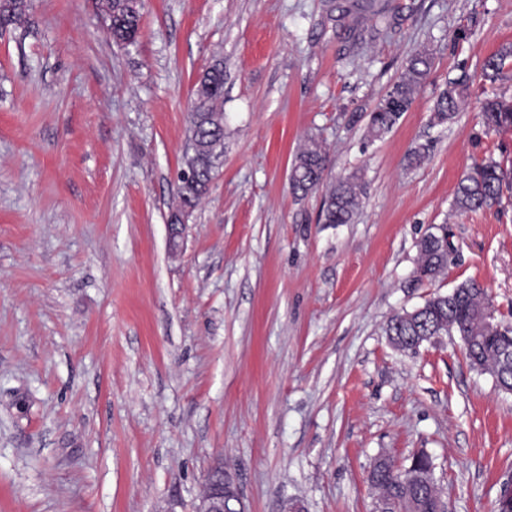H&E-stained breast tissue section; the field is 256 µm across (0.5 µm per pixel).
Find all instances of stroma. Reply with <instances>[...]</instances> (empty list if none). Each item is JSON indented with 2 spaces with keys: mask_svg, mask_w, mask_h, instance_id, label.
Returning <instances> with one entry per match:
<instances>
[{
  "mask_svg": "<svg viewBox=\"0 0 512 512\" xmlns=\"http://www.w3.org/2000/svg\"><path fill=\"white\" fill-rule=\"evenodd\" d=\"M329 0H143L135 44L101 0H31L0 28V512H195L223 465L248 512H373L381 455L424 451L448 512H493L512 475V393L458 335L404 353L386 323L475 279L512 321V197L452 206L474 164L512 161V0H390L374 38ZM435 66L398 125L365 138L410 56ZM224 69V157L178 254L167 220L196 83ZM466 105H434L461 71ZM316 137L324 188L289 174ZM425 158L410 160L414 149ZM357 176L352 223L320 219ZM446 226L445 272L416 280ZM509 58H512V46L504 47L498 53L486 57L481 69L482 79L490 82L497 80ZM484 123L488 128L512 126V101L499 98L486 99L482 103Z\"/></svg>",
  "mask_w": 512,
  "mask_h": 512,
  "instance_id": "35a3bbf8",
  "label": "stroma"
}]
</instances>
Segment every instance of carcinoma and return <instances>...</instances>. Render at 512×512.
<instances>
[{"mask_svg":"<svg viewBox=\"0 0 512 512\" xmlns=\"http://www.w3.org/2000/svg\"><path fill=\"white\" fill-rule=\"evenodd\" d=\"M102 8L109 21L107 30L110 37L117 43H133L140 30L141 4L137 0H102ZM27 11L28 0H12L11 10L0 14V26L24 23ZM346 12H354L375 24L385 17L388 4L383 0H352ZM510 58L512 46L486 57L481 69L482 79L497 80ZM432 67L433 57L426 51L408 60L400 78L370 113L369 139H378L397 125ZM472 84L473 78L466 73L448 82V88L442 91L435 103L438 122L444 123L453 118L465 104ZM223 102L224 72L217 68L209 69L199 79L194 92L190 124L196 146L193 154L186 153L182 158V168L191 173V178H178V206L172 213L174 219L183 209L196 208L214 179L217 162L224 154ZM481 112L489 128L512 126V101L487 99L482 103ZM293 166L298 175L290 179L291 189L294 194L304 197L322 184L328 168V155L320 143L311 138L298 150ZM510 188L512 168L490 160L460 178L453 205L461 212L498 205L504 191ZM359 194L356 176L339 180L325 200L323 222L350 223ZM448 249V232L441 227L420 241L416 268L418 281H432L447 268ZM486 300L488 295L484 286L470 279L457 285L451 297L431 303L420 321L409 320L399 313L391 316L386 333L394 337L402 352L410 351L420 337L432 336L440 330L472 336L474 341L467 354L470 365L490 372L509 387L512 385V325L500 321L492 326L485 325L479 306ZM433 472V460L424 451L414 454L406 465H397L386 456L375 459L371 464L372 487L379 492L378 501L384 512H436L438 487Z\"/></svg>","mask_w":512,"mask_h":512,"instance_id":"obj_1","label":"carcinoma"}]
</instances>
